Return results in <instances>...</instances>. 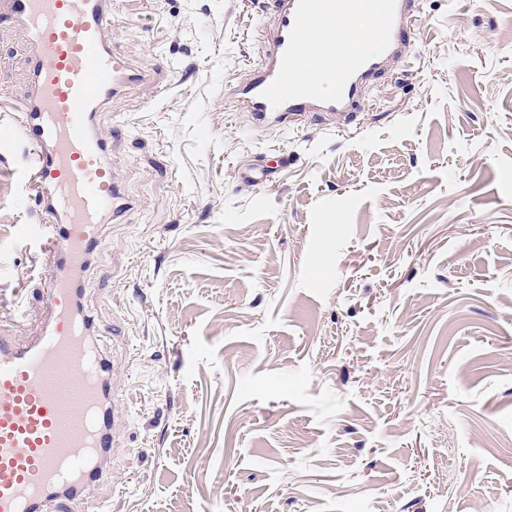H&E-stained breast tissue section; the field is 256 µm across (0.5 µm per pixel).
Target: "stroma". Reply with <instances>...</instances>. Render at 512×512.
<instances>
[{"label": "stroma", "instance_id": "stroma-1", "mask_svg": "<svg viewBox=\"0 0 512 512\" xmlns=\"http://www.w3.org/2000/svg\"><path fill=\"white\" fill-rule=\"evenodd\" d=\"M409 60L349 130L258 127L231 94L262 0H116L110 48L173 81L97 116L128 210L81 272L107 359L112 512H512V0H418ZM0 27V337L44 311ZM262 157L259 183L243 166Z\"/></svg>", "mask_w": 512, "mask_h": 512}]
</instances>
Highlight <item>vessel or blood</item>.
I'll return each mask as SVG.
<instances>
[{
  "label": "vessel or blood",
  "mask_w": 512,
  "mask_h": 512,
  "mask_svg": "<svg viewBox=\"0 0 512 512\" xmlns=\"http://www.w3.org/2000/svg\"><path fill=\"white\" fill-rule=\"evenodd\" d=\"M269 47L234 92L260 125L318 116L346 123L362 88L406 60L417 0H275ZM0 18L32 46L17 130L33 150L26 177L45 224L26 229L50 270L47 317L26 341L0 338V512H77L104 433L101 356L87 340L71 271L98 255L121 193L95 131L99 112L150 69L113 52L112 0H0ZM370 33L359 45L360 29Z\"/></svg>",
  "instance_id": "b4317fda"
}]
</instances>
